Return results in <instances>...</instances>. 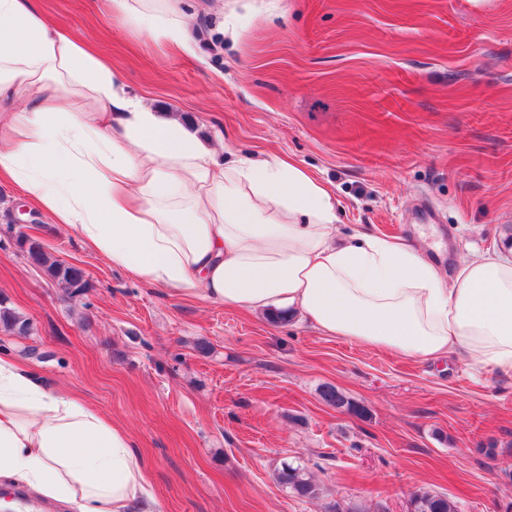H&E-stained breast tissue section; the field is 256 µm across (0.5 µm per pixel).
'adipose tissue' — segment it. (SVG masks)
Instances as JSON below:
<instances>
[{
  "instance_id": "obj_1",
  "label": "adipose tissue",
  "mask_w": 512,
  "mask_h": 512,
  "mask_svg": "<svg viewBox=\"0 0 512 512\" xmlns=\"http://www.w3.org/2000/svg\"><path fill=\"white\" fill-rule=\"evenodd\" d=\"M109 2L135 32L198 55L181 0ZM1 179L112 267L173 293L512 373V256L472 253L447 284L418 249L341 236L334 195L306 168L219 156L36 0H0ZM0 477L70 512H159L127 429L1 353Z\"/></svg>"
}]
</instances>
